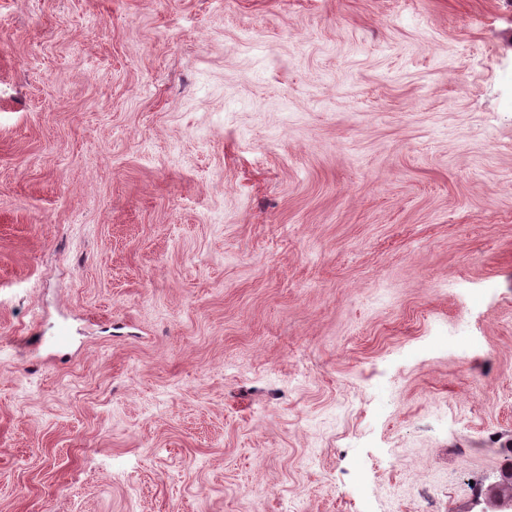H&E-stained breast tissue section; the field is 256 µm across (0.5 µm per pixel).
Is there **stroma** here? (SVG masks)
<instances>
[{"mask_svg":"<svg viewBox=\"0 0 512 512\" xmlns=\"http://www.w3.org/2000/svg\"><path fill=\"white\" fill-rule=\"evenodd\" d=\"M511 463L512 0H0V512H480Z\"/></svg>","mask_w":512,"mask_h":512,"instance_id":"35a3bbf8","label":"stroma"}]
</instances>
